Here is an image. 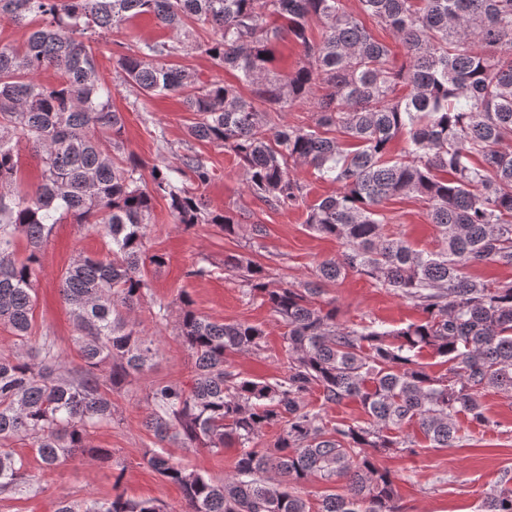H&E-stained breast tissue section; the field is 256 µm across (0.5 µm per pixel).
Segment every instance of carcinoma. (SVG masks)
I'll return each mask as SVG.
<instances>
[{"instance_id": "carcinoma-1", "label": "carcinoma", "mask_w": 512, "mask_h": 512, "mask_svg": "<svg viewBox=\"0 0 512 512\" xmlns=\"http://www.w3.org/2000/svg\"><path fill=\"white\" fill-rule=\"evenodd\" d=\"M145 14L178 37L189 21L211 27L196 49L252 97L168 61L178 49L164 42L118 55L121 82L150 97L183 96L195 115L189 136L233 153L247 191L273 207L305 202L306 186L293 175L299 166L335 185L306 206L305 224L342 251L299 282L274 280L243 252L224 259L285 328L288 366L278 377H247L228 361L259 350L261 328L214 321L182 297L177 336L194 374L189 383L145 387L144 426L155 447L144 463L180 488L183 512H403L396 477L375 454L414 448L407 426L431 448H453L464 438L460 417L489 424L483 394L512 395V281L469 275L488 264L512 268V0H360L358 13L343 0H0V17L18 27L42 20L21 46L0 48V324L14 337L0 351V495L39 482L10 448L17 439L45 469L77 457L112 462V449L91 447L90 435L112 424V393L146 376L158 352L130 319L148 296L145 265L165 264L147 250L155 199L167 200L187 229L213 224L236 236L242 228L240 211H212L184 186L187 175L199 186L215 177L198 156L148 169L125 152L124 116L97 75L95 53L103 34ZM367 17L391 32L403 62ZM289 38L301 59L277 75L275 47ZM48 68L53 82L38 79ZM309 98L313 123H271L269 113ZM396 140L404 142L399 156ZM22 142L40 161L31 191L22 189ZM396 197L425 204L435 248L383 233L384 204ZM64 216L104 235L102 252L78 254L60 279L80 358L72 368L54 341L31 340L42 248ZM350 274L391 289L422 318L393 330L340 322L321 296ZM427 355L446 373H430ZM347 402L367 420L322 415ZM272 425L281 428L276 441L256 447ZM170 445L239 453L233 472L216 481L176 462ZM310 478L344 485L312 503L299 491ZM55 512L166 508L117 492L62 499ZM478 512H512L511 470Z\"/></svg>"}]
</instances>
